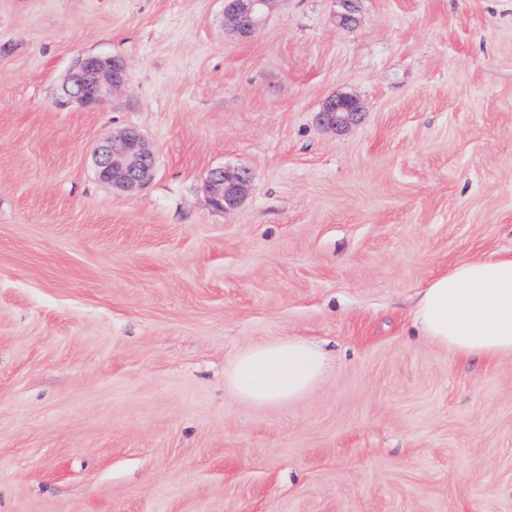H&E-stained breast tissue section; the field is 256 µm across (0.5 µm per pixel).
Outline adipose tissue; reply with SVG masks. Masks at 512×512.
I'll use <instances>...</instances> for the list:
<instances>
[{"label": "adipose tissue", "instance_id": "ef3b65f1", "mask_svg": "<svg viewBox=\"0 0 512 512\" xmlns=\"http://www.w3.org/2000/svg\"><path fill=\"white\" fill-rule=\"evenodd\" d=\"M414 321L424 336L462 356H512V252L455 265L420 293ZM327 357L300 338L255 344L233 360L226 378L242 402H292L310 392Z\"/></svg>", "mask_w": 512, "mask_h": 512}]
</instances>
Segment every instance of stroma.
Returning <instances> with one entry per match:
<instances>
[{
	"mask_svg": "<svg viewBox=\"0 0 512 512\" xmlns=\"http://www.w3.org/2000/svg\"><path fill=\"white\" fill-rule=\"evenodd\" d=\"M336 9L238 41L224 0H0V512H512V357L413 319L512 251V0ZM86 55L125 86L59 106ZM126 129L157 149L133 196L93 162ZM284 337L327 352L316 388L238 401L233 358ZM363 106L360 100L344 94L326 99L319 110V123L328 129L342 130L356 122ZM251 187V178L246 168L223 166L212 170L208 190L217 208L236 210Z\"/></svg>",
	"mask_w": 512,
	"mask_h": 512,
	"instance_id": "35a3bbf8",
	"label": "stroma"
}]
</instances>
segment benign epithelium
Returning <instances> with one entry per match:
<instances>
[{
	"label": "benign epithelium",
	"mask_w": 512,
	"mask_h": 512,
	"mask_svg": "<svg viewBox=\"0 0 512 512\" xmlns=\"http://www.w3.org/2000/svg\"><path fill=\"white\" fill-rule=\"evenodd\" d=\"M278 0H224V29L240 40L252 38L263 26ZM336 13L342 26L356 22V0H338ZM126 82L123 64L111 58L89 55L79 59L63 84L64 96L87 108H97ZM363 106L360 100L344 94L326 99L319 110V123L342 130L356 122ZM98 179L130 196L137 194L156 172L155 152L136 130L127 129L101 145L94 156ZM251 187L247 169L223 166L212 170L208 190L213 203L224 211L239 207Z\"/></svg>",
	"instance_id": "benign-epithelium-1"
}]
</instances>
